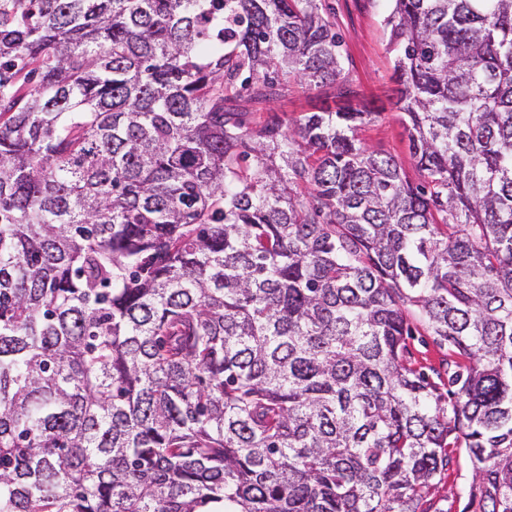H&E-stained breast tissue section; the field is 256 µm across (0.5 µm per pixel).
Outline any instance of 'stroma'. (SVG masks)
I'll return each mask as SVG.
<instances>
[{
	"instance_id": "obj_1",
	"label": "stroma",
	"mask_w": 512,
	"mask_h": 512,
	"mask_svg": "<svg viewBox=\"0 0 512 512\" xmlns=\"http://www.w3.org/2000/svg\"><path fill=\"white\" fill-rule=\"evenodd\" d=\"M324 4L342 37L345 73L361 97L384 107L374 121L362 128L361 138L394 155L405 169H412L403 117L385 106L395 87L393 58L387 49L383 24L391 9L389 0H324ZM471 482L470 461L465 453H458L455 465L430 489L428 498L443 512H462Z\"/></svg>"
}]
</instances>
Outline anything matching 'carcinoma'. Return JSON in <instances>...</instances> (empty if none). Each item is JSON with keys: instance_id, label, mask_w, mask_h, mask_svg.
Listing matches in <instances>:
<instances>
[{"instance_id": "obj_1", "label": "carcinoma", "mask_w": 512, "mask_h": 512, "mask_svg": "<svg viewBox=\"0 0 512 512\" xmlns=\"http://www.w3.org/2000/svg\"><path fill=\"white\" fill-rule=\"evenodd\" d=\"M391 2L416 182L322 0H0V512H512V0ZM334 89L323 88L313 91H302L298 88H291L283 93L274 103L277 112L284 118H294L300 112H314L318 107L322 106L323 101H327L329 105L334 106ZM414 330L412 339H408L411 360L417 362V366L439 367L442 359L448 357L447 347L440 348L434 341L433 336H427L417 321L411 319ZM471 482L472 467L462 451L458 453L455 465L430 489L428 499L447 512H461L467 501L462 492L468 489Z\"/></svg>"}]
</instances>
